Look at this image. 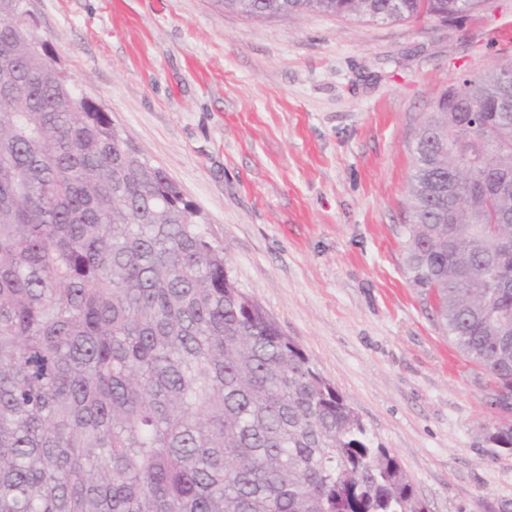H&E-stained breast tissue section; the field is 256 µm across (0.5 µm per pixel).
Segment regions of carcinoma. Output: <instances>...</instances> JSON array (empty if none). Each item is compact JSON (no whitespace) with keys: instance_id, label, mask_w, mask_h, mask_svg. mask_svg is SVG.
Listing matches in <instances>:
<instances>
[{"instance_id":"carcinoma-1","label":"carcinoma","mask_w":512,"mask_h":512,"mask_svg":"<svg viewBox=\"0 0 512 512\" xmlns=\"http://www.w3.org/2000/svg\"><path fill=\"white\" fill-rule=\"evenodd\" d=\"M250 20L454 22L489 0H211ZM0 0V512H426L231 277L224 248ZM448 86L413 150L411 284L512 399V84ZM487 138L485 151L475 142ZM455 240L448 248V239ZM512 452V414L486 429Z\"/></svg>"}]
</instances>
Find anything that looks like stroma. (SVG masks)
<instances>
[{
    "mask_svg": "<svg viewBox=\"0 0 512 512\" xmlns=\"http://www.w3.org/2000/svg\"><path fill=\"white\" fill-rule=\"evenodd\" d=\"M76 92L162 168L429 512H512L482 370L410 282L411 149L459 77L512 63V0L449 24L254 21L210 0H25Z\"/></svg>",
    "mask_w": 512,
    "mask_h": 512,
    "instance_id": "35a3bbf8",
    "label": "stroma"
}]
</instances>
